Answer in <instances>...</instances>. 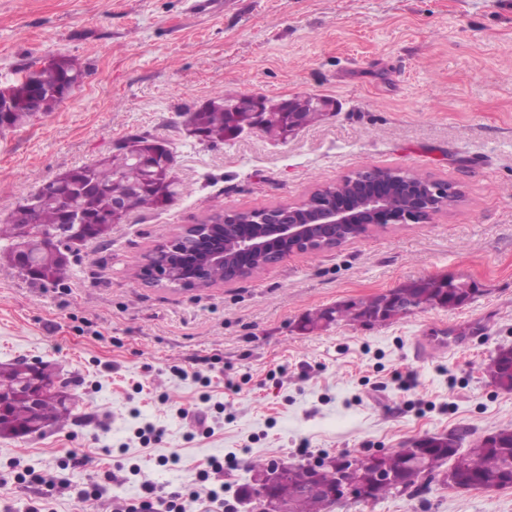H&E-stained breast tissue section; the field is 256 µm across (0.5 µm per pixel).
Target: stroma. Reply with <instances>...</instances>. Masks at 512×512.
Segmentation results:
<instances>
[{"instance_id":"35a3bbf8","label":"stroma","mask_w":512,"mask_h":512,"mask_svg":"<svg viewBox=\"0 0 512 512\" xmlns=\"http://www.w3.org/2000/svg\"><path fill=\"white\" fill-rule=\"evenodd\" d=\"M190 3L0 0V83L50 55L86 70L55 112L0 132V224L136 132L170 144L182 185L165 210L131 212L73 253L63 282L0 265V363L54 364L74 400L44 436L0 437V512H116L146 479L167 492L220 486L224 512H245L239 487L271 461L512 428V393L483 371L512 346V0H219L212 15ZM218 92L336 108L283 143L260 131L188 136L187 112ZM367 167L416 171L460 197L426 222L375 224L245 279L183 291L140 276L159 241L207 215L296 203ZM429 276L468 282L474 297L389 324L298 329L323 308ZM458 329L463 344L415 349ZM201 411L211 433L189 421ZM147 423L161 441L138 438ZM215 459L234 465L215 474ZM28 471L53 477V495L20 481ZM93 482L103 497L78 500ZM328 512H512V488L434 483Z\"/></svg>"}]
</instances>
